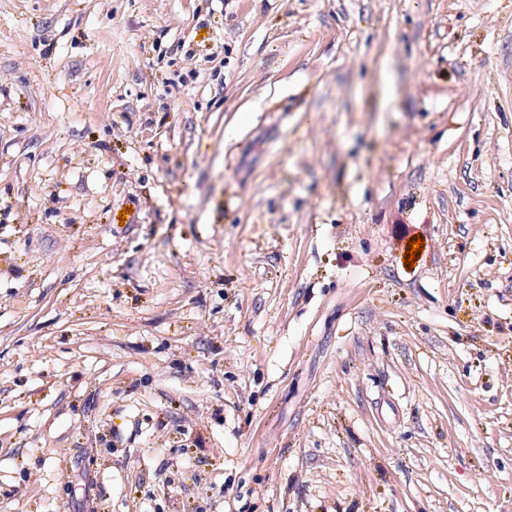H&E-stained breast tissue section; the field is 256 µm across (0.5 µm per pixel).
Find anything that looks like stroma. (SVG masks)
<instances>
[{
  "label": "stroma",
  "mask_w": 512,
  "mask_h": 512,
  "mask_svg": "<svg viewBox=\"0 0 512 512\" xmlns=\"http://www.w3.org/2000/svg\"><path fill=\"white\" fill-rule=\"evenodd\" d=\"M0 512H512V0H0Z\"/></svg>",
  "instance_id": "obj_1"
}]
</instances>
